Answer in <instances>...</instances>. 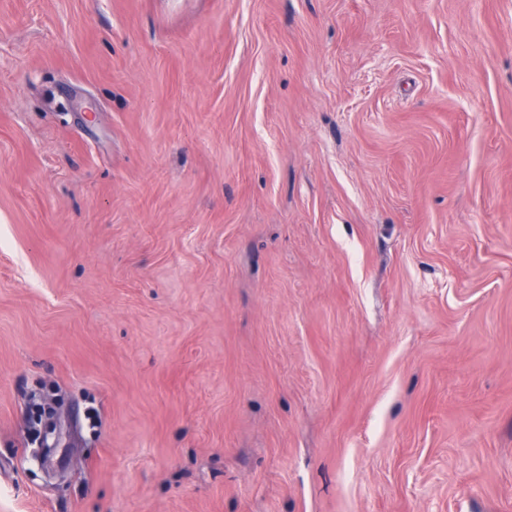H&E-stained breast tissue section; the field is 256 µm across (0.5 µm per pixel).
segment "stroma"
Instances as JSON below:
<instances>
[{
	"label": "stroma",
	"mask_w": 512,
	"mask_h": 512,
	"mask_svg": "<svg viewBox=\"0 0 512 512\" xmlns=\"http://www.w3.org/2000/svg\"><path fill=\"white\" fill-rule=\"evenodd\" d=\"M0 512H512V0H0ZM47 405L51 414V424L49 427L44 428V441L42 448H38L34 455V461L38 466L45 470L49 477L61 478V473L54 470V456L61 446L62 440L65 438L62 428V421H64V413L59 404L48 399Z\"/></svg>",
	"instance_id": "obj_1"
}]
</instances>
